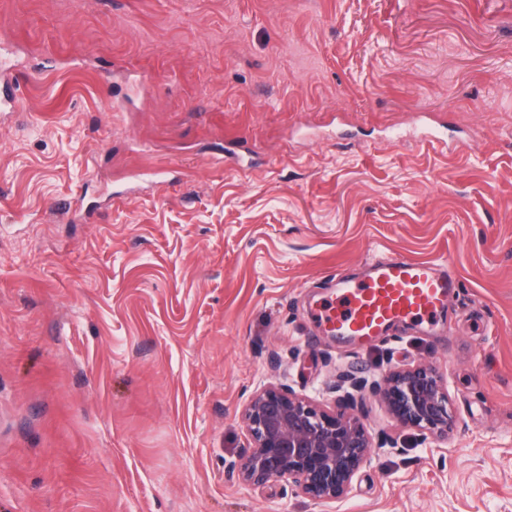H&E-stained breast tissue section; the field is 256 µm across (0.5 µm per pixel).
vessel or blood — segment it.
<instances>
[{
	"label": "vessel or blood",
	"mask_w": 512,
	"mask_h": 512,
	"mask_svg": "<svg viewBox=\"0 0 512 512\" xmlns=\"http://www.w3.org/2000/svg\"><path fill=\"white\" fill-rule=\"evenodd\" d=\"M457 283L430 261L404 255L371 260L359 278L340 277L314 322L325 332L365 346L399 322L433 323Z\"/></svg>",
	"instance_id": "1"
}]
</instances>
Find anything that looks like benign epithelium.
I'll return each mask as SVG.
<instances>
[{
	"mask_svg": "<svg viewBox=\"0 0 512 512\" xmlns=\"http://www.w3.org/2000/svg\"><path fill=\"white\" fill-rule=\"evenodd\" d=\"M327 390L349 404L369 390L396 422L435 441L447 440L455 427L448 385L426 364L397 367L380 380L351 366ZM242 423L249 447L232 464L240 482L260 487L286 479L320 504L349 493L356 474L371 461L372 448L397 447L389 436L373 443L358 416L331 412L283 384L260 386Z\"/></svg>",
	"mask_w": 512,
	"mask_h": 512,
	"instance_id": "benign-epithelium-1",
	"label": "benign epithelium"
}]
</instances>
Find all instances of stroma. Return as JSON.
Masks as SVG:
<instances>
[{
    "label": "stroma",
    "instance_id": "obj_1",
    "mask_svg": "<svg viewBox=\"0 0 512 512\" xmlns=\"http://www.w3.org/2000/svg\"><path fill=\"white\" fill-rule=\"evenodd\" d=\"M4 51L0 512H512V0H0ZM392 253L455 273L437 326L318 332ZM414 363L447 443L367 392L344 499L231 469L261 384Z\"/></svg>",
    "mask_w": 512,
    "mask_h": 512
}]
</instances>
